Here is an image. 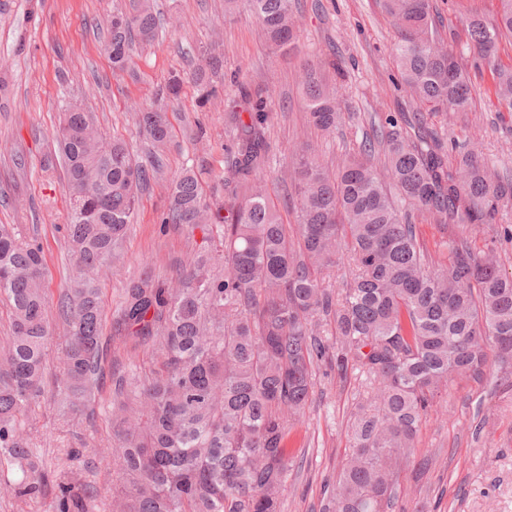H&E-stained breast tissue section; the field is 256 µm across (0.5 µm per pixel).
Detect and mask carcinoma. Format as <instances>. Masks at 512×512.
Instances as JSON below:
<instances>
[{"label":"carcinoma","instance_id":"1","mask_svg":"<svg viewBox=\"0 0 512 512\" xmlns=\"http://www.w3.org/2000/svg\"><path fill=\"white\" fill-rule=\"evenodd\" d=\"M497 14L469 13L465 27L476 70L494 75L496 95L512 111V67H498L499 42L512 37V0ZM275 49L295 48L296 0H245ZM396 29L394 55L401 90L416 109L469 112L470 79L438 47L432 0H381ZM152 0L108 21L112 69L131 68L135 44L155 37ZM224 66L219 55L198 58L197 81ZM308 120L329 131L341 120L319 64L302 65ZM234 132L225 172L224 203L207 200L201 172L186 168L168 184L163 224L223 225L220 246L192 254L171 281L146 272L123 289L112 322L127 358L149 347L160 366L112 378V501L119 512H282L288 479V426L308 406L316 370L328 363L339 381L355 372L370 391L349 420L352 445L335 481L325 485L320 512H392L399 471L413 463L417 432L433 403L456 379L512 380V274L494 251H476L474 224L497 223L512 205V179L497 174L475 149L451 155L420 118L391 123L382 134L384 167L399 199L376 171L372 149L335 172L303 145L292 157L296 254L275 203L264 189L270 146L266 92L244 89L227 101ZM91 113L69 110L56 130L69 197L66 233L73 276L60 296L67 325L61 416L93 411L105 371L99 273L122 258L139 196L160 171L129 145L88 143ZM139 133L158 148L172 137L166 105L138 113ZM453 224L441 243L448 259L426 260L409 212L397 201ZM347 260L351 281L341 289L326 277ZM41 244L0 227V301L11 330L0 359V461L17 467L19 499L54 488L51 512H86L64 481L50 484L21 428L40 393L47 346ZM333 324L321 335V319Z\"/></svg>","mask_w":512,"mask_h":512}]
</instances>
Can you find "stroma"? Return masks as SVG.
Instances as JSON below:
<instances>
[{"instance_id":"obj_1","label":"stroma","mask_w":512,"mask_h":512,"mask_svg":"<svg viewBox=\"0 0 512 512\" xmlns=\"http://www.w3.org/2000/svg\"><path fill=\"white\" fill-rule=\"evenodd\" d=\"M160 18L154 41L134 50L130 70L116 73L105 48L106 21L131 11L133 0H0V225L37 238L46 262L44 288L55 335L41 391L23 418L45 472L67 474L77 493L97 488L90 512H109L107 491L112 463V393L103 390L94 414L65 420L57 412V380L62 373L63 319L58 300L67 285L72 259L64 237L69 200L62 183L54 134L72 103L93 113L101 132L124 140L137 161L153 147L140 135L137 111L149 106L159 86L179 76L182 89L167 111L173 137L161 153L162 171L142 194L124 243L122 262L101 282L105 318L116 315L126 281L152 270L172 278L193 251L207 247L201 229L162 225L170 177L195 166L213 203L224 200L221 178L231 162L233 133L224 118L225 99L239 86L260 87L272 100L266 126L270 143L266 188L281 202L282 220L292 194L289 165L294 150L310 145L320 162L336 169L347 156L375 145L383 163L380 135L390 121L414 112L399 88L393 54L394 29L380 0H298L297 48L273 51L250 12H228L224 0H153ZM441 40L462 67L472 65L470 42L461 21L465 12L495 15L498 0H434ZM212 49L224 60L216 77L217 97L202 101L195 79L198 57ZM325 62L324 76L336 91L343 120L323 132L309 124L300 65ZM475 109L425 114L445 145L478 148L501 174L512 177V112L494 95L489 69L473 72ZM469 239L474 249L495 247L501 269L512 273V213L495 229L479 226ZM367 390L358 376L347 382L318 372L304 416L289 429L288 480L283 512H320L324 485L335 478L349 448L347 422ZM416 460H429L423 476L402 469L399 512H512V385L459 380L423 421Z\"/></svg>"}]
</instances>
